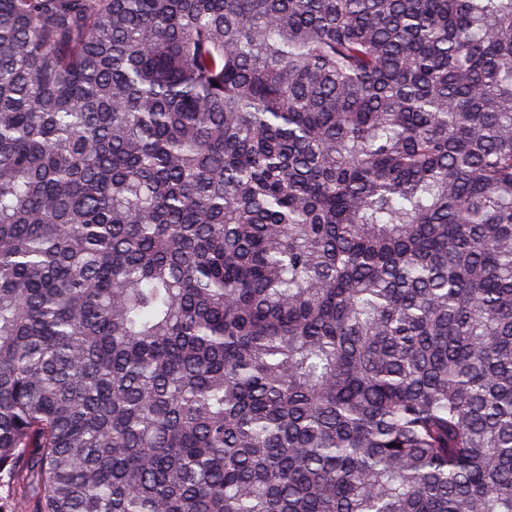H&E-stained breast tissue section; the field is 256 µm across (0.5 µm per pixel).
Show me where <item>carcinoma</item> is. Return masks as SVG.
Wrapping results in <instances>:
<instances>
[{
	"instance_id": "1",
	"label": "carcinoma",
	"mask_w": 512,
	"mask_h": 512,
	"mask_svg": "<svg viewBox=\"0 0 512 512\" xmlns=\"http://www.w3.org/2000/svg\"><path fill=\"white\" fill-rule=\"evenodd\" d=\"M0 512H512V0H0Z\"/></svg>"
}]
</instances>
